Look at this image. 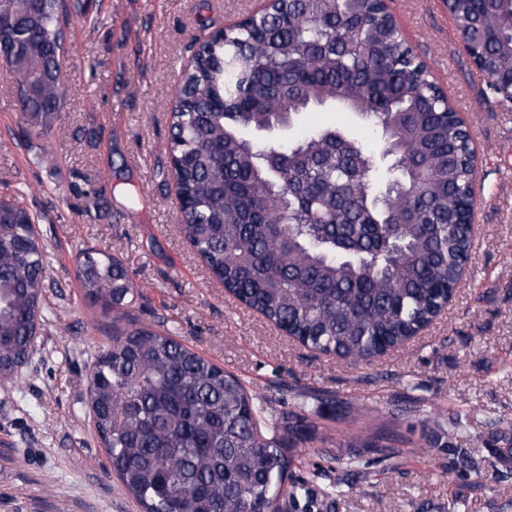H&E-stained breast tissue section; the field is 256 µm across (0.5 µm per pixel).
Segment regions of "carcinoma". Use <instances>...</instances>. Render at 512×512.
Wrapping results in <instances>:
<instances>
[{
    "label": "carcinoma",
    "mask_w": 512,
    "mask_h": 512,
    "mask_svg": "<svg viewBox=\"0 0 512 512\" xmlns=\"http://www.w3.org/2000/svg\"><path fill=\"white\" fill-rule=\"evenodd\" d=\"M465 48L493 79L512 70V0H451ZM64 0H0V64L16 110L51 127L63 92ZM171 112L184 238L214 278L301 344L351 362L440 313L471 242L465 133L428 67L377 0H278L204 37ZM313 107L357 113L378 153L336 128L258 135ZM0 378L29 358L46 271L33 220L0 201ZM104 314L132 303L119 257L81 251ZM89 405L112 471L145 512H281L288 412L176 338L132 325L93 363Z\"/></svg>",
    "instance_id": "cac0c4a2"
}]
</instances>
